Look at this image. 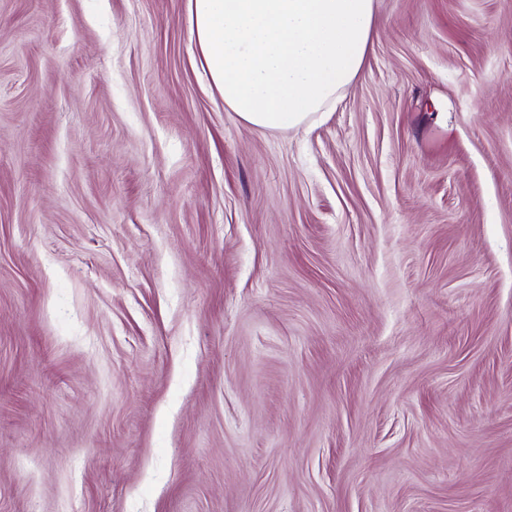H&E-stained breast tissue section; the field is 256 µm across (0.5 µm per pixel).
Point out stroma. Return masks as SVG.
<instances>
[{
    "label": "stroma",
    "mask_w": 512,
    "mask_h": 512,
    "mask_svg": "<svg viewBox=\"0 0 512 512\" xmlns=\"http://www.w3.org/2000/svg\"><path fill=\"white\" fill-rule=\"evenodd\" d=\"M0 512H512V0L277 133L187 0H0Z\"/></svg>",
    "instance_id": "35a3bbf8"
}]
</instances>
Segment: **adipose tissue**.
<instances>
[{"mask_svg":"<svg viewBox=\"0 0 512 512\" xmlns=\"http://www.w3.org/2000/svg\"><path fill=\"white\" fill-rule=\"evenodd\" d=\"M188 22L225 109L282 132L323 120L357 77L376 0H188Z\"/></svg>","mask_w":512,"mask_h":512,"instance_id":"ef3b65f1","label":"adipose tissue"}]
</instances>
